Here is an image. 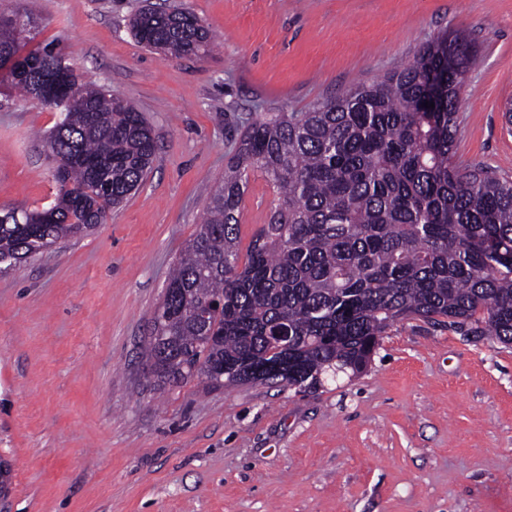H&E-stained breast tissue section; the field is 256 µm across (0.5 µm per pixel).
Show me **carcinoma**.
Segmentation results:
<instances>
[{
	"label": "carcinoma",
	"mask_w": 512,
	"mask_h": 512,
	"mask_svg": "<svg viewBox=\"0 0 512 512\" xmlns=\"http://www.w3.org/2000/svg\"><path fill=\"white\" fill-rule=\"evenodd\" d=\"M137 40L170 58L204 52L193 13L147 8ZM56 47L18 39L0 16V61L44 60ZM476 52L441 34L413 62L307 112H272L242 132L205 217L187 243L154 315L147 357L162 384L217 375L240 383L281 360L290 387L360 373L395 323L421 318L474 342L512 346V177L454 159L457 104ZM39 72L66 125L47 136L52 206L0 208V257L16 263L105 223L151 168L152 128L128 102ZM32 98L34 82L0 70ZM434 107H429V103ZM277 204L240 254L249 173Z\"/></svg>",
	"instance_id": "carcinoma-1"
}]
</instances>
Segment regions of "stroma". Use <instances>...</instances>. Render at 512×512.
<instances>
[{
  "label": "stroma",
  "instance_id": "obj_1",
  "mask_svg": "<svg viewBox=\"0 0 512 512\" xmlns=\"http://www.w3.org/2000/svg\"><path fill=\"white\" fill-rule=\"evenodd\" d=\"M193 12L214 47L168 59L129 22ZM30 13L83 81L141 112L143 185L105 224L0 273V512H512V348L421 319L365 372L320 384L158 386L145 355L169 271L244 124L305 112L412 62L438 34L478 54L455 155L512 176V0H0ZM58 112L0 87V207L50 205ZM277 202L261 173L247 249Z\"/></svg>",
  "mask_w": 512,
  "mask_h": 512
}]
</instances>
